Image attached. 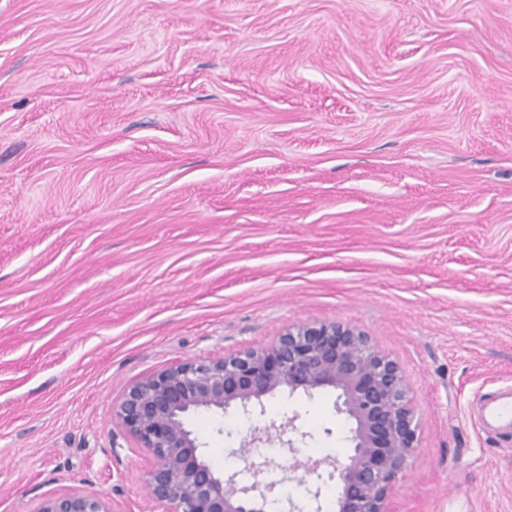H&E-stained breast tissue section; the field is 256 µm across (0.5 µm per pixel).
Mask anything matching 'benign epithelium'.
I'll return each instance as SVG.
<instances>
[{"instance_id":"7a95c632","label":"benign epithelium","mask_w":512,"mask_h":512,"mask_svg":"<svg viewBox=\"0 0 512 512\" xmlns=\"http://www.w3.org/2000/svg\"><path fill=\"white\" fill-rule=\"evenodd\" d=\"M337 392L336 409L354 420L346 459L300 456L288 424L256 429L239 452L252 482L218 473L188 428L199 411L248 410L275 393ZM115 419L150 460L146 485L158 512H267L278 483L267 475L281 467L274 457L249 459L262 439L280 441L291 454L288 475L336 481L337 512H393L398 481L417 453L420 422L410 387L398 364L376 350L357 329L339 322H313L282 333L270 345L216 360L189 361L147 374L113 408ZM38 512H110L102 494L46 498Z\"/></svg>"}]
</instances>
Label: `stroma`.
<instances>
[{"mask_svg":"<svg viewBox=\"0 0 512 512\" xmlns=\"http://www.w3.org/2000/svg\"><path fill=\"white\" fill-rule=\"evenodd\" d=\"M336 321L418 404L395 512H512V0H0V512H152L125 390ZM336 398L188 426L341 458ZM477 415L487 432L512 436V386L483 394ZM38 512H111L104 495L66 494L46 498Z\"/></svg>","mask_w":512,"mask_h":512,"instance_id":"stroma-1","label":"stroma"}]
</instances>
